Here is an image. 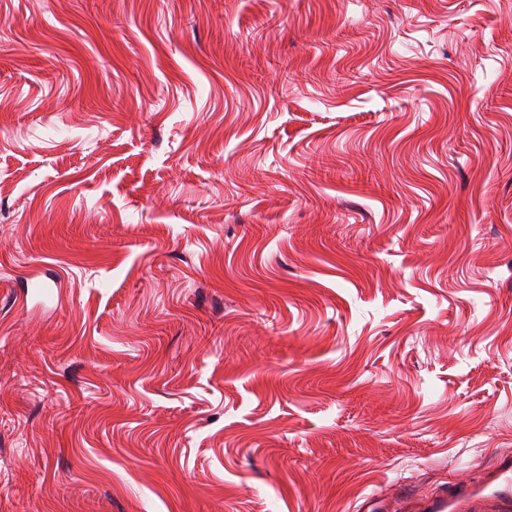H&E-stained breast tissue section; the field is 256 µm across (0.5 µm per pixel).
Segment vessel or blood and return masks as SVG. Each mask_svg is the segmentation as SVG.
<instances>
[{"label": "vessel or blood", "instance_id": "obj_1", "mask_svg": "<svg viewBox=\"0 0 512 512\" xmlns=\"http://www.w3.org/2000/svg\"><path fill=\"white\" fill-rule=\"evenodd\" d=\"M398 512H512V454L498 456L494 468L473 481H455L430 495L406 498Z\"/></svg>", "mask_w": 512, "mask_h": 512}]
</instances>
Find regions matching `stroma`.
<instances>
[{
	"label": "stroma",
	"instance_id": "stroma-1",
	"mask_svg": "<svg viewBox=\"0 0 512 512\" xmlns=\"http://www.w3.org/2000/svg\"><path fill=\"white\" fill-rule=\"evenodd\" d=\"M507 451L512 0H0V512Z\"/></svg>",
	"mask_w": 512,
	"mask_h": 512
}]
</instances>
